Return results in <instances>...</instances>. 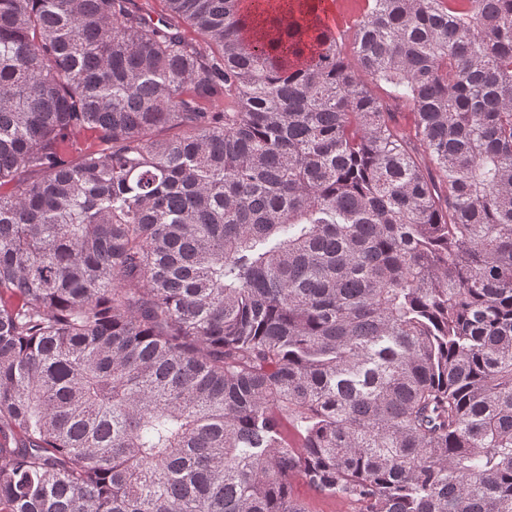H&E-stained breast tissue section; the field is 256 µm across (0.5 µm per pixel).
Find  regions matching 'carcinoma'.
Listing matches in <instances>:
<instances>
[{
	"label": "carcinoma",
	"mask_w": 512,
	"mask_h": 512,
	"mask_svg": "<svg viewBox=\"0 0 512 512\" xmlns=\"http://www.w3.org/2000/svg\"><path fill=\"white\" fill-rule=\"evenodd\" d=\"M365 2L0 0V512H512V0ZM296 493L307 503L310 512H355L357 510V505L352 502L322 497L302 485L296 488Z\"/></svg>",
	"instance_id": "obj_1"
}]
</instances>
